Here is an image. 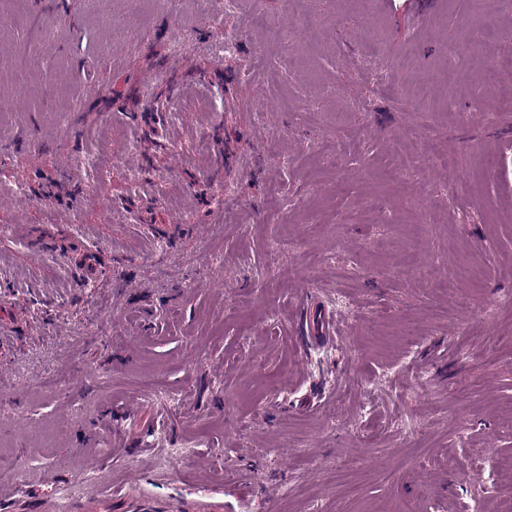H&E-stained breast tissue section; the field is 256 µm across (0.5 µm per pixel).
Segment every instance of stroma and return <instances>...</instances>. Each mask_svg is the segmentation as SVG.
<instances>
[{"instance_id": "1", "label": "stroma", "mask_w": 512, "mask_h": 512, "mask_svg": "<svg viewBox=\"0 0 512 512\" xmlns=\"http://www.w3.org/2000/svg\"><path fill=\"white\" fill-rule=\"evenodd\" d=\"M131 13L0 0V94L19 106L0 121V224L14 227L0 236V494L33 504L93 464L113 490L97 512L135 498L155 512H512V11ZM221 28L241 32L236 53H215ZM411 59L464 74L437 115L407 109ZM413 132L448 163L402 181L395 147ZM104 138L118 154L92 203L80 159ZM225 183L237 192L222 201ZM338 294L335 334L305 333L306 303ZM149 373L176 405L146 394ZM158 431L192 445L166 470Z\"/></svg>"}]
</instances>
